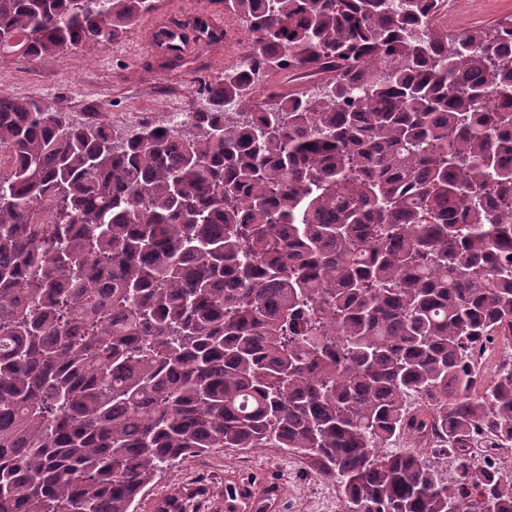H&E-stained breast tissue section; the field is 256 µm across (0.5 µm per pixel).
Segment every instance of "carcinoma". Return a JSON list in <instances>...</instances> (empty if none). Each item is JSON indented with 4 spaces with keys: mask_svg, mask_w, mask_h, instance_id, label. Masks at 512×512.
I'll return each mask as SVG.
<instances>
[{
    "mask_svg": "<svg viewBox=\"0 0 512 512\" xmlns=\"http://www.w3.org/2000/svg\"><path fill=\"white\" fill-rule=\"evenodd\" d=\"M441 2L224 0L253 53L119 145L0 91V512H136L210 448L304 456L345 512H512L469 454L512 444V368L470 362L512 335V19L450 31ZM153 8L0 0V57ZM299 69L327 80L227 119ZM429 430L445 468L382 453ZM291 76H292V74L287 75L286 73H279V74L270 76L263 82V85H261V88L258 89L254 93V95L251 99L252 103H247L244 106L235 108L234 110H230V112H228L229 115H231L234 118L236 117L237 119L242 118L241 114L237 115L236 113L237 112H248L250 110V105L256 104V103H259V102L265 100V98H266L267 94L270 92V90H272V89L279 90V88L284 89V87L287 85H288V90H290L293 87L299 86L296 81H293V79L297 78L299 76H302V75H297L295 77H291Z\"/></svg>",
    "mask_w": 512,
    "mask_h": 512,
    "instance_id": "cac0c4a2",
    "label": "carcinoma"
}]
</instances>
